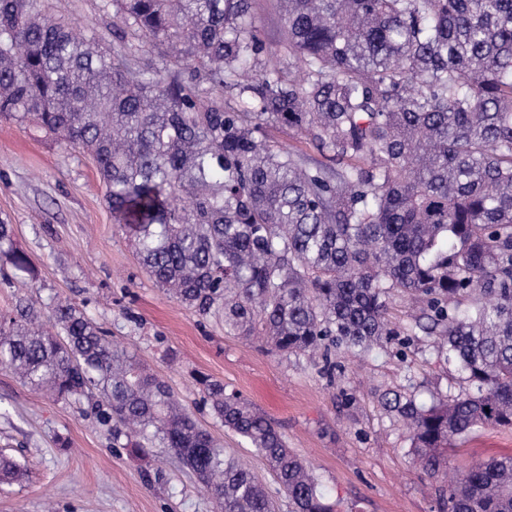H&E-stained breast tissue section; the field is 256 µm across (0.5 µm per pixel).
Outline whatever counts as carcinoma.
<instances>
[{"instance_id": "cac0c4a2", "label": "carcinoma", "mask_w": 512, "mask_h": 512, "mask_svg": "<svg viewBox=\"0 0 512 512\" xmlns=\"http://www.w3.org/2000/svg\"><path fill=\"white\" fill-rule=\"evenodd\" d=\"M264 58L252 0H103L109 28L75 32L46 0H0V120L90 156L114 223L178 302L224 329L304 356L415 342L465 387L430 404H380L410 430L430 477L442 450L512 427V0H278ZM236 91L226 103L216 89ZM288 126L309 158L270 140ZM0 256L31 274L0 218ZM397 297L415 308L397 328ZM0 317V366L111 425L139 457L168 449L219 512H275L253 473L217 446L167 386L59 299ZM224 428L261 455L292 512H337L275 422L195 376ZM20 466L0 455V481ZM438 512H512V455L437 488Z\"/></svg>"}]
</instances>
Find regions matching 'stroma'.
<instances>
[{
  "label": "stroma",
  "mask_w": 512,
  "mask_h": 512,
  "mask_svg": "<svg viewBox=\"0 0 512 512\" xmlns=\"http://www.w3.org/2000/svg\"><path fill=\"white\" fill-rule=\"evenodd\" d=\"M0 217L36 269L29 275L0 262V314L32 298L48 321L54 301H76L255 473L280 512H290L287 497L254 449L202 404L196 374L222 381L272 418L340 512H437L436 481L415 467L408 431L375 392L412 385L428 403L461 389L454 366L418 345L402 360L381 349L342 353L331 385L306 358L227 334L220 319L199 316L147 275L113 222L94 161L29 125L0 122ZM0 453L26 469L24 481L0 483V512H215L211 496L164 449L142 460L113 447L91 410L32 389L5 367ZM503 454L512 455V429L480 428L448 449V472ZM158 468L164 481L146 483L144 471Z\"/></svg>",
  "instance_id": "1"
}]
</instances>
